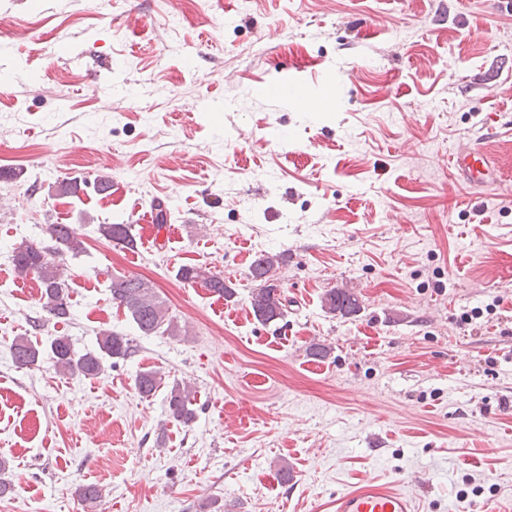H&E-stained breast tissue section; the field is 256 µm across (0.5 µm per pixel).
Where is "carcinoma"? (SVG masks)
Here are the masks:
<instances>
[{
    "label": "carcinoma",
    "mask_w": 512,
    "mask_h": 512,
    "mask_svg": "<svg viewBox=\"0 0 512 512\" xmlns=\"http://www.w3.org/2000/svg\"><path fill=\"white\" fill-rule=\"evenodd\" d=\"M100 231L109 240L124 249L136 248L137 241L129 224H102ZM46 233L54 244L47 248L33 242L12 251V263L20 277L33 275L39 283L42 308L46 320L57 322L71 317V278L66 274V257H76L84 251V244L70 224H49ZM281 263L277 254H264L250 269L251 278L258 288L251 292L249 304L255 318L262 323L282 319L287 314V299L278 288H270L267 282L272 271ZM177 276L187 283H202L208 290L224 299L233 297L234 290L224 277L201 266H182ZM112 300L123 307L128 319L145 336H177L180 329L175 317L160 299L154 288L142 278L120 275L109 285ZM322 306L328 313L353 315L361 310L359 296L348 289H332L323 299ZM50 354L55 370L63 374L96 378L104 371V363L113 358L125 359L134 353V346L126 335L117 331H104L97 341V349L78 353L71 339L56 336L51 339ZM13 361L19 368H31L40 361L42 351L38 342L26 336L14 339L10 346ZM166 385L165 375L158 370H146L135 377V390L143 398L153 396ZM192 389L179 382H172L166 394L170 416L188 423L194 418Z\"/></svg>",
    "instance_id": "obj_1"
}]
</instances>
